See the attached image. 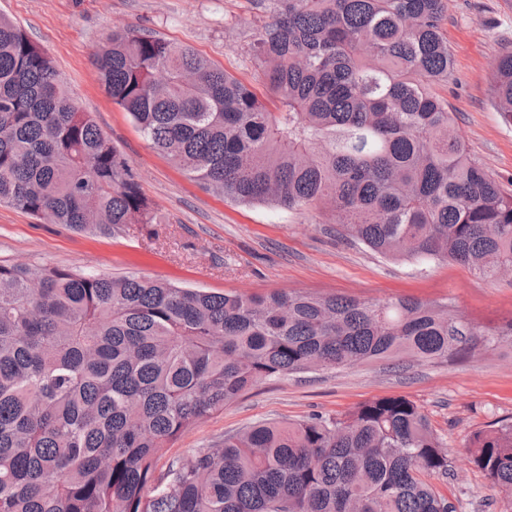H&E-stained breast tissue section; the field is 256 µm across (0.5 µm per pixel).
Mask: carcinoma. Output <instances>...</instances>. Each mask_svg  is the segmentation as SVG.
Returning <instances> with one entry per match:
<instances>
[{"instance_id":"1","label":"carcinoma","mask_w":512,"mask_h":512,"mask_svg":"<svg viewBox=\"0 0 512 512\" xmlns=\"http://www.w3.org/2000/svg\"><path fill=\"white\" fill-rule=\"evenodd\" d=\"M267 98L191 46L112 31V103L207 191L328 205L393 259L512 266V193L468 156L448 101V0H259ZM494 105L512 124V51ZM76 233L159 224L129 161L50 56L0 16V205ZM512 337L446 303L273 290L211 293L139 275L0 263V512H454L429 478L448 451L405 397L264 422L156 473L159 451L257 384L372 360L426 362ZM472 462L512 497V422Z\"/></svg>"}]
</instances>
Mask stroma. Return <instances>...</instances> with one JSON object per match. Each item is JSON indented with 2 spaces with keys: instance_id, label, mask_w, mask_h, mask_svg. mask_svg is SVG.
<instances>
[{
  "instance_id": "stroma-1",
  "label": "stroma",
  "mask_w": 512,
  "mask_h": 512,
  "mask_svg": "<svg viewBox=\"0 0 512 512\" xmlns=\"http://www.w3.org/2000/svg\"><path fill=\"white\" fill-rule=\"evenodd\" d=\"M0 14L51 55L71 96L128 159L159 224H129L89 236L0 206V262L51 264L107 276L135 273L210 292L297 290L365 301L408 295L444 302L493 326L512 317V278H485L453 262L392 259L337 232L330 208L288 212L233 202L151 148L105 93L91 61L112 30L143 29L190 45L243 83L262 91L252 62L253 36L268 19L255 0H0ZM454 65L436 93L447 100L470 156L512 190V125L494 107V73L512 50V0H448L443 23ZM414 401L448 450V473L433 478L455 512H512L471 461L470 435L512 421V342L435 362L378 361L265 381L188 428L157 457L208 448L261 421L312 413L343 414L378 397Z\"/></svg>"
}]
</instances>
